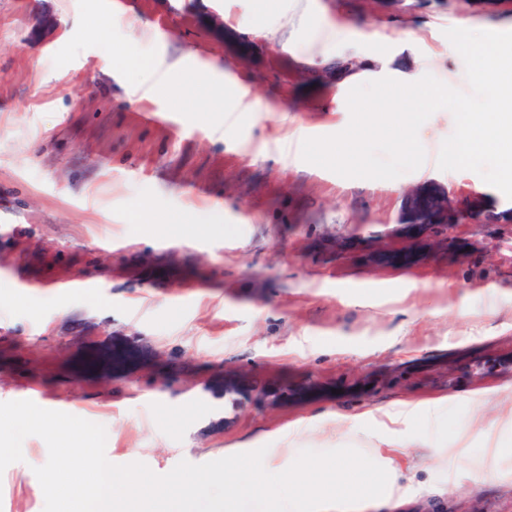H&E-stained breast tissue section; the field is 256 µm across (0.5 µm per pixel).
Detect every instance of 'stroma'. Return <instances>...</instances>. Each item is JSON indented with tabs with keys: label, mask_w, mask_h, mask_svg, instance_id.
Instances as JSON below:
<instances>
[{
	"label": "stroma",
	"mask_w": 512,
	"mask_h": 512,
	"mask_svg": "<svg viewBox=\"0 0 512 512\" xmlns=\"http://www.w3.org/2000/svg\"><path fill=\"white\" fill-rule=\"evenodd\" d=\"M215 12L232 34L200 26ZM353 34L340 48L318 30ZM512 29L468 0H0V402L101 424L106 456L169 473L251 443L297 457L353 447L408 486L364 512H512V242L465 229L462 262L380 268L337 256L387 232L455 128L420 127L425 162L392 180L301 158L350 121L348 91L311 84L351 58L367 80L424 75L468 91L446 29ZM191 56L249 91L226 126L206 82L152 59ZM164 112L172 125L145 121ZM130 360L100 368L102 352ZM486 363L481 376L464 374ZM259 381L320 395L255 404ZM407 409L391 424L389 412ZM0 473V512H43L45 442Z\"/></svg>",
	"instance_id": "obj_1"
}]
</instances>
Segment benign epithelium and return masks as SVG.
Masks as SVG:
<instances>
[{
	"label": "benign epithelium",
	"mask_w": 512,
	"mask_h": 512,
	"mask_svg": "<svg viewBox=\"0 0 512 512\" xmlns=\"http://www.w3.org/2000/svg\"><path fill=\"white\" fill-rule=\"evenodd\" d=\"M463 225L494 226L512 238V211L490 206L482 192L454 194L427 181L404 194L396 224L381 238L340 242L336 251L360 254L377 267L416 266L440 255H461Z\"/></svg>",
	"instance_id": "7a95c632"
}]
</instances>
